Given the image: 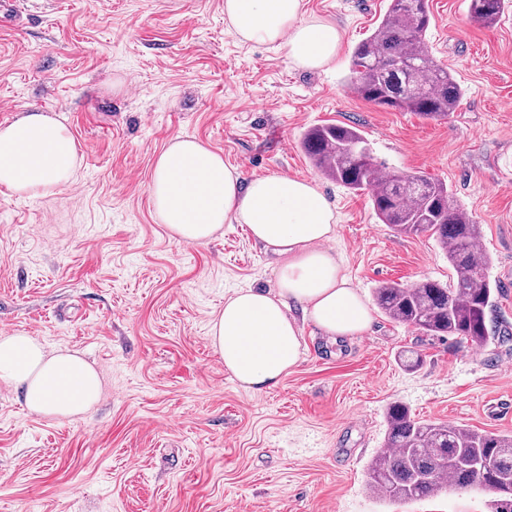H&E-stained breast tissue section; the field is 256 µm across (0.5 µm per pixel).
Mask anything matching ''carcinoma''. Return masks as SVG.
<instances>
[{
  "mask_svg": "<svg viewBox=\"0 0 512 512\" xmlns=\"http://www.w3.org/2000/svg\"><path fill=\"white\" fill-rule=\"evenodd\" d=\"M512 8V0H470L474 21L491 25ZM428 0H390L373 32L350 58L348 88L375 105L431 120L459 107L464 90L450 70L429 51ZM303 147L316 166L352 193L370 194L379 221L404 235L429 234L448 257L456 277L449 284L422 280L412 285L384 281L374 300L390 320L427 336H456L477 347L491 339L486 313L498 288L489 281V256L477 251L480 225L460 207L442 182L414 174L405 181L382 169L362 131L348 124L309 129ZM384 449L367 468V486L382 500L417 501L450 486L483 485L486 473L512 485V435L483 433L412 417L391 404L385 413Z\"/></svg>",
  "mask_w": 512,
  "mask_h": 512,
  "instance_id": "cac0c4a2",
  "label": "carcinoma"
}]
</instances>
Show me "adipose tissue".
I'll list each match as a JSON object with an SVG mask.
<instances>
[{
  "label": "adipose tissue",
  "mask_w": 512,
  "mask_h": 512,
  "mask_svg": "<svg viewBox=\"0 0 512 512\" xmlns=\"http://www.w3.org/2000/svg\"><path fill=\"white\" fill-rule=\"evenodd\" d=\"M243 42L279 44L294 67L315 70L336 57L335 24L306 19L303 0H224ZM78 148L60 120L33 109L0 127V187L46 195L68 184ZM153 206L176 242L201 243L224 225H247L279 259L277 288L234 292L210 327V342L233 379L255 392L276 386L300 362L299 307L332 340L368 329L370 311L342 263L322 244L335 235L336 213L311 182L285 174L243 178L200 141L179 137L157 157ZM0 383L19 388L40 416L72 420L98 400L97 371L78 352L48 354L24 332L0 336Z\"/></svg>",
  "instance_id": "adipose-tissue-1"
}]
</instances>
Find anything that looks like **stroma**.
<instances>
[{
	"label": "stroma",
	"instance_id": "obj_1",
	"mask_svg": "<svg viewBox=\"0 0 512 512\" xmlns=\"http://www.w3.org/2000/svg\"><path fill=\"white\" fill-rule=\"evenodd\" d=\"M387 7L304 0L306 18L343 34L317 71L240 42L224 0H25L0 23V126L36 107L78 145L75 175L55 193L0 187V334L80 352L101 380L98 402L73 421L29 411L0 384V512H488L477 486L382 503L367 466L393 402L419 420L512 435V339L429 337L375 308L367 331L331 344L307 321L299 365L246 390L209 329L234 290L275 289L271 255L243 224L175 242L150 200L157 156L191 136L244 177L288 174L324 193L337 217L327 247L365 301L382 281L451 282L432 238L393 232L368 194L306 156L311 127L356 126L388 169L445 183L480 224L499 288L489 328L512 330V10L484 26L468 0H429V49L465 91L434 121L344 83ZM404 350L422 366L406 370Z\"/></svg>",
	"mask_w": 512,
	"mask_h": 512
}]
</instances>
